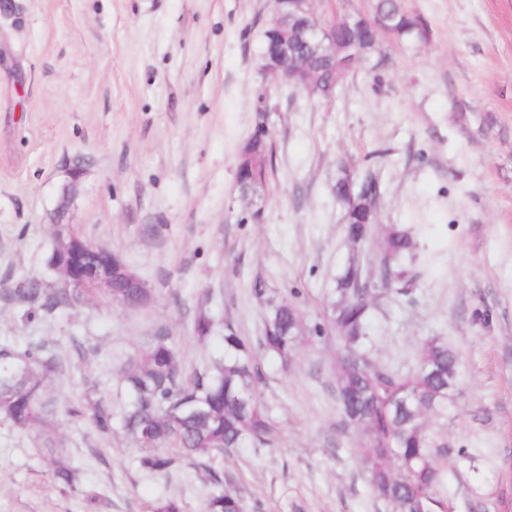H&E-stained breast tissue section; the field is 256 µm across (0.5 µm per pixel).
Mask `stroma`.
I'll return each instance as SVG.
<instances>
[{"label":"stroma","instance_id":"stroma-1","mask_svg":"<svg viewBox=\"0 0 512 512\" xmlns=\"http://www.w3.org/2000/svg\"><path fill=\"white\" fill-rule=\"evenodd\" d=\"M401 4L429 43L386 39L381 72L358 62L325 101L263 73L273 0H0V343L68 355L49 392L80 472L76 489L59 485L35 431L0 417V512H150L164 496L203 512L212 469L262 512H389L336 404L326 298L352 259L373 266L394 224L416 249L401 294L371 309L373 357L404 375L430 337L457 352L448 407L425 419L437 495L445 512H512V0ZM261 107L273 170L245 199L239 151ZM343 161L381 186L361 245L336 199ZM60 216L148 282L147 307L102 298L27 318L19 290L54 282ZM259 282L303 314L289 368L259 358L279 447L153 473L122 431L67 415L90 386L114 397L124 360L158 330L192 364L219 353L193 336L199 311L257 341Z\"/></svg>","mask_w":512,"mask_h":512}]
</instances>
